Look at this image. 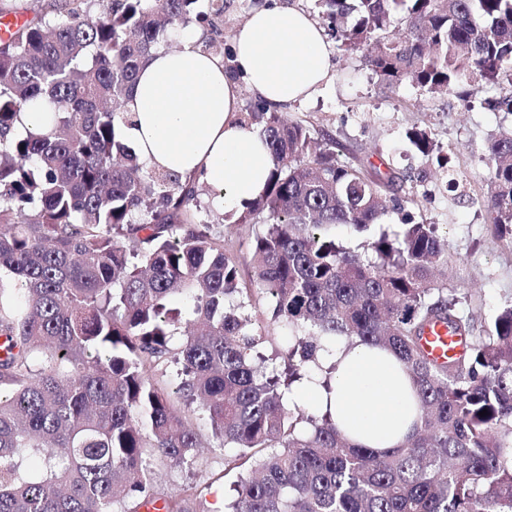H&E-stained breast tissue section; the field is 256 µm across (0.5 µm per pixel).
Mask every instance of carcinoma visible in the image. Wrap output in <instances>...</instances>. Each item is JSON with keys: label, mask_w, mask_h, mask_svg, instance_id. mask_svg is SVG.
<instances>
[{"label": "carcinoma", "mask_w": 512, "mask_h": 512, "mask_svg": "<svg viewBox=\"0 0 512 512\" xmlns=\"http://www.w3.org/2000/svg\"><path fill=\"white\" fill-rule=\"evenodd\" d=\"M316 2L345 50L374 46L367 64L385 85L450 96L479 80L512 114V0ZM190 25L239 78L224 0H62L0 42V512H139L158 501V462L190 469L205 446L234 449L225 469L245 471L226 512H512V302L475 333L459 288L436 276L448 266L438 225L406 216L384 229L402 209L393 173L365 175L335 139L252 99L239 120L264 138L272 170L232 215L253 227V287L242 288L224 235L198 218L202 184L119 140L140 66ZM40 101L54 104L52 129L15 133ZM407 139L434 154L426 130ZM485 166L483 206L512 239V130L491 136ZM339 226L381 230L357 252ZM256 293L288 329L270 358L247 313ZM437 323L469 339L464 355L428 357L422 338ZM338 337L404 364L421 414L401 446H355L330 414L288 405ZM180 399L198 405L212 443ZM30 450L36 475L22 469ZM209 487L163 512H206Z\"/></svg>", "instance_id": "obj_1"}]
</instances>
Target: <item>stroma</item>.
Here are the masks:
<instances>
[{
    "mask_svg": "<svg viewBox=\"0 0 512 512\" xmlns=\"http://www.w3.org/2000/svg\"><path fill=\"white\" fill-rule=\"evenodd\" d=\"M493 89L472 87L470 97H437L411 82L385 88L368 69L364 51L333 47L327 82L309 99L288 107L291 120L333 137L346 162L370 170L388 164L402 180L416 219L438 225L448 242V277L462 288L461 311L479 329L491 327L512 301V241L499 237L482 201L487 193L483 158L492 134L512 128V115L482 107ZM425 128L441 151L451 152L460 185L448 191V176L436 161L406 142V131ZM225 455L202 450L194 468L160 464L159 497L183 495L187 486L210 482L208 512H225L235 473L224 470Z\"/></svg>",
    "mask_w": 512,
    "mask_h": 512,
    "instance_id": "1",
    "label": "stroma"
}]
</instances>
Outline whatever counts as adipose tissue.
I'll return each mask as SVG.
<instances>
[{"label": "adipose tissue", "mask_w": 512, "mask_h": 512, "mask_svg": "<svg viewBox=\"0 0 512 512\" xmlns=\"http://www.w3.org/2000/svg\"><path fill=\"white\" fill-rule=\"evenodd\" d=\"M175 38L177 48L154 51L142 67L125 104L131 122L118 135L150 167L211 187L216 211L239 213L262 194L272 168L263 138L237 120L242 87L280 108L308 98L329 77L331 45L309 14L273 0L232 38L237 84L220 58L196 48L192 29ZM319 363L333 369L330 388L300 384L289 404L331 412L349 442L365 448L395 447L413 430L418 401L392 352L340 337Z\"/></svg>", "instance_id": "adipose-tissue-1"}]
</instances>
